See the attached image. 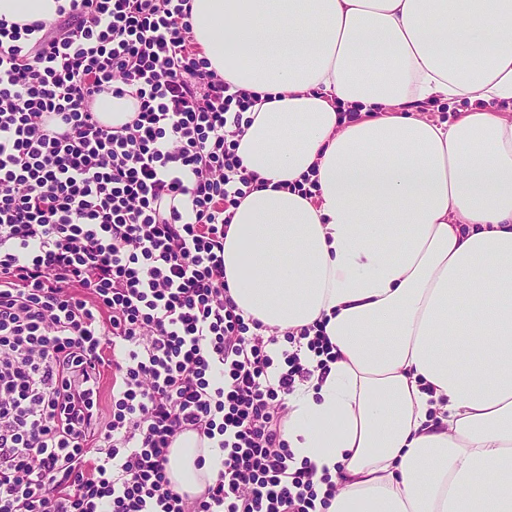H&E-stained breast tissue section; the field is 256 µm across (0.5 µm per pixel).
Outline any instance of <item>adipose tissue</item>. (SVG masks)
Instances as JSON below:
<instances>
[{"label": "adipose tissue", "mask_w": 512, "mask_h": 512, "mask_svg": "<svg viewBox=\"0 0 512 512\" xmlns=\"http://www.w3.org/2000/svg\"><path fill=\"white\" fill-rule=\"evenodd\" d=\"M190 3L202 57L257 99L235 153L266 185L224 239L230 295L328 340L283 431L327 512H512V0ZM440 103L454 121L422 117ZM223 458L184 434L170 476L195 493Z\"/></svg>", "instance_id": "1"}]
</instances>
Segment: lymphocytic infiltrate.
Instances as JSON below:
<instances>
[{
  "label": "lymphocytic infiltrate",
  "instance_id": "lymphocytic-infiltrate-1",
  "mask_svg": "<svg viewBox=\"0 0 512 512\" xmlns=\"http://www.w3.org/2000/svg\"><path fill=\"white\" fill-rule=\"evenodd\" d=\"M58 13L0 19V512H316L336 489L282 431L325 339L274 360L224 280L251 95L198 58L190 0ZM105 94L134 119L101 125ZM188 432L224 453L194 495L169 477Z\"/></svg>",
  "mask_w": 512,
  "mask_h": 512
}]
</instances>
